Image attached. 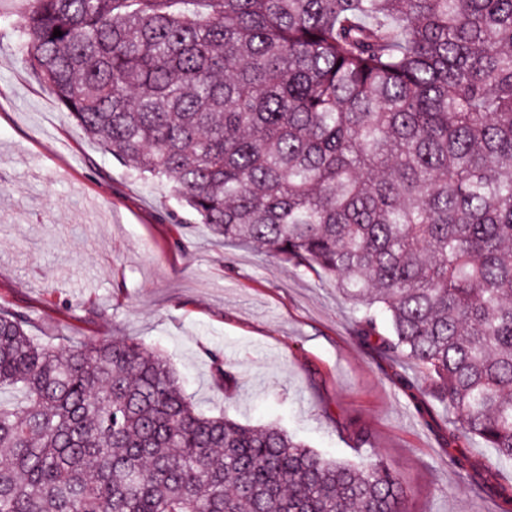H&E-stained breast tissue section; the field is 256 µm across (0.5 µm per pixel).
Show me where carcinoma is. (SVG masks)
Segmentation results:
<instances>
[{"mask_svg":"<svg viewBox=\"0 0 512 512\" xmlns=\"http://www.w3.org/2000/svg\"><path fill=\"white\" fill-rule=\"evenodd\" d=\"M26 67L199 224L336 281L512 464V0H23ZM62 36H53L54 29ZM216 386L236 383L211 355ZM382 462L199 412L128 339L0 311V512H402Z\"/></svg>","mask_w":512,"mask_h":512,"instance_id":"cac0c4a2","label":"carcinoma"}]
</instances>
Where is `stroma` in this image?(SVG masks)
<instances>
[{"label": "stroma", "instance_id": "obj_1", "mask_svg": "<svg viewBox=\"0 0 512 512\" xmlns=\"http://www.w3.org/2000/svg\"><path fill=\"white\" fill-rule=\"evenodd\" d=\"M23 0H0V309L42 344L129 338L161 353L197 409L275 425L332 459L393 468L405 512H500L512 465L480 439L445 462L448 414L401 389L402 363L358 340L333 281L189 222L182 201L136 178L77 129L33 78L13 34ZM238 375L212 382L210 353ZM366 430L367 444L357 440Z\"/></svg>", "mask_w": 512, "mask_h": 512}]
</instances>
